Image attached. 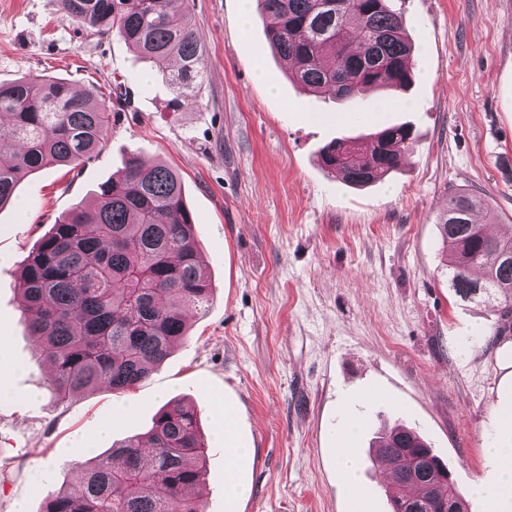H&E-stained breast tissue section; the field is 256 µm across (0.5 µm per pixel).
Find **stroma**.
I'll return each mask as SVG.
<instances>
[{
  "mask_svg": "<svg viewBox=\"0 0 512 512\" xmlns=\"http://www.w3.org/2000/svg\"><path fill=\"white\" fill-rule=\"evenodd\" d=\"M390 6L415 48L411 86L333 101L290 79L243 0H188L207 65L194 103L176 109L157 66L117 35L62 17L57 0H0V83L62 78L111 113L99 155L25 177L0 209V384L13 393L0 400V512H39L75 488L86 455L148 431L177 399L210 445L206 512H224L228 406L246 449L238 512H390L369 456L394 426L426 437L468 512H512V483L485 454L507 437L512 332L496 335L492 304L456 296L436 223L449 193L469 190L477 223L512 227V0ZM402 123L415 139L384 180L356 187L323 166L331 141ZM133 153L180 174L213 294L134 389L59 402L22 320L20 263ZM352 419L355 490L336 464Z\"/></svg>",
  "mask_w": 512,
  "mask_h": 512,
  "instance_id": "obj_1",
  "label": "stroma"
}]
</instances>
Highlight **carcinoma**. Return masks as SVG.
Returning <instances> with one entry per match:
<instances>
[{
	"label": "carcinoma",
	"mask_w": 512,
	"mask_h": 512,
	"mask_svg": "<svg viewBox=\"0 0 512 512\" xmlns=\"http://www.w3.org/2000/svg\"><path fill=\"white\" fill-rule=\"evenodd\" d=\"M186 0H58L65 18L99 34H116L135 52L174 62L165 76L175 105L195 97L206 50L180 12ZM273 50L291 63L301 87L333 99L406 89L412 45L388 0H257ZM0 209L31 172L72 169L106 146L111 113L91 92L66 81L31 75L0 84ZM408 125L390 126L371 140H336L320 152L329 169L352 185L382 180L401 161ZM479 200L455 192L437 216L448 250V280L463 300L497 303L500 326L512 327V236L495 238L471 219ZM194 219L180 176L132 155L119 176L101 185L92 204L70 209L22 265L23 321L52 366L58 400L106 382L116 393L135 388L188 336L185 311L203 310L212 293ZM394 469L392 512L421 505L440 512L448 500V466L415 431L380 437ZM208 445L197 413L184 402L165 405L143 435L125 438L83 465L78 492L48 495L41 512H205L195 496L206 476Z\"/></svg>",
	"instance_id": "carcinoma-1"
}]
</instances>
